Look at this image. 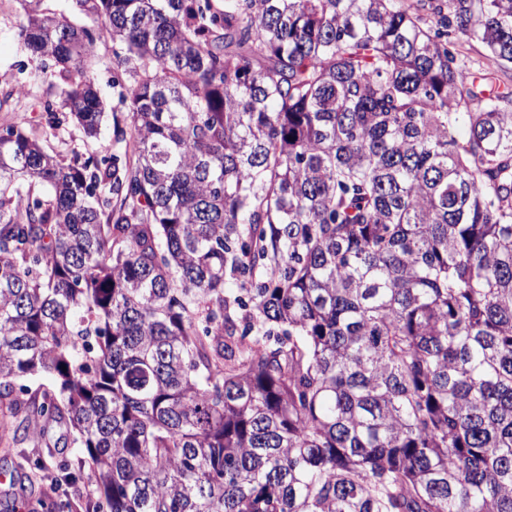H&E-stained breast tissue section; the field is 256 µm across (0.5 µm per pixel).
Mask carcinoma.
<instances>
[{"label": "carcinoma", "instance_id": "1", "mask_svg": "<svg viewBox=\"0 0 512 512\" xmlns=\"http://www.w3.org/2000/svg\"><path fill=\"white\" fill-rule=\"evenodd\" d=\"M18 2L129 120L0 129V403L93 512H512V0Z\"/></svg>", "mask_w": 512, "mask_h": 512}]
</instances>
